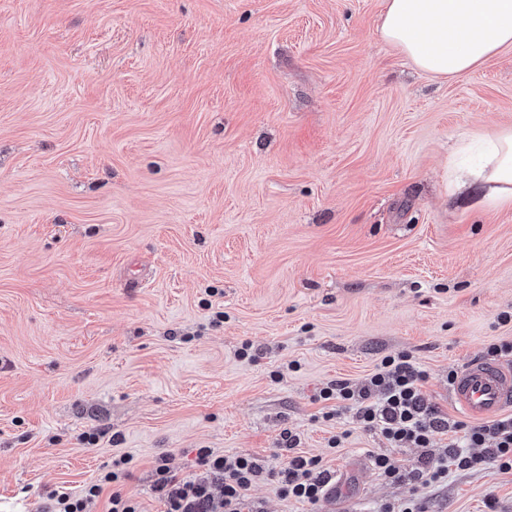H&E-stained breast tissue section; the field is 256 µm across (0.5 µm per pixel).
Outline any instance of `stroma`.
<instances>
[{
  "mask_svg": "<svg viewBox=\"0 0 512 512\" xmlns=\"http://www.w3.org/2000/svg\"><path fill=\"white\" fill-rule=\"evenodd\" d=\"M381 10L0 0V512L121 455L164 512L160 457L278 468L286 430L339 496L261 481L257 512H512V473L384 480L382 438L317 398L409 350L457 419L449 370L512 339V208L448 198L456 145L512 126V48L437 80L380 39Z\"/></svg>",
  "mask_w": 512,
  "mask_h": 512,
  "instance_id": "stroma-1",
  "label": "stroma"
}]
</instances>
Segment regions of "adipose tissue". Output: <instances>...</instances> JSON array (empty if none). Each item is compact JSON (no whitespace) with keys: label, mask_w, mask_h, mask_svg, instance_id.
<instances>
[{"label":"adipose tissue","mask_w":512,"mask_h":512,"mask_svg":"<svg viewBox=\"0 0 512 512\" xmlns=\"http://www.w3.org/2000/svg\"><path fill=\"white\" fill-rule=\"evenodd\" d=\"M380 36L423 73L453 79L512 47V0H383ZM453 192L479 207H512V127L481 143L476 160L451 164Z\"/></svg>","instance_id":"ef3b65f1"}]
</instances>
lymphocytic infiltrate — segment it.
<instances>
[{"instance_id": "obj_1", "label": "lymphocytic infiltrate", "mask_w": 512, "mask_h": 512, "mask_svg": "<svg viewBox=\"0 0 512 512\" xmlns=\"http://www.w3.org/2000/svg\"><path fill=\"white\" fill-rule=\"evenodd\" d=\"M427 373L413 354L401 350L386 356L361 382L336 379L319 391L320 400L331 403L325 419L353 414L366 430L379 434L388 450L373 456L379 476L391 481H413L430 488L447 481L454 470L481 471L495 468L512 472V413L483 422L449 419L423 391ZM454 432L455 438L439 453L431 452L435 434ZM300 438L284 432L279 445L287 461L281 469L264 470L247 454L226 456L208 448L197 451L204 469L201 478L179 476L166 460L155 469L154 490L166 512H244L248 493L259 480L277 482L283 497L316 504L324 498L333 479L322 457L300 452ZM422 449L417 464L406 468L393 456L396 448ZM129 457L113 458L100 479L88 483L80 494L53 491L44 512H92L105 484H114L107 512H141L135 498L116 487L128 475Z\"/></svg>"}]
</instances>
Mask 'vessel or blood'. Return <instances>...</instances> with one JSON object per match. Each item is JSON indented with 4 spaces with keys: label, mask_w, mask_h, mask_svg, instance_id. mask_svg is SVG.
Listing matches in <instances>:
<instances>
[{
    "label": "vessel or blood",
    "mask_w": 512,
    "mask_h": 512,
    "mask_svg": "<svg viewBox=\"0 0 512 512\" xmlns=\"http://www.w3.org/2000/svg\"><path fill=\"white\" fill-rule=\"evenodd\" d=\"M449 391L467 417H495L512 409V367L484 359L468 362L457 371Z\"/></svg>",
    "instance_id": "1"
}]
</instances>
